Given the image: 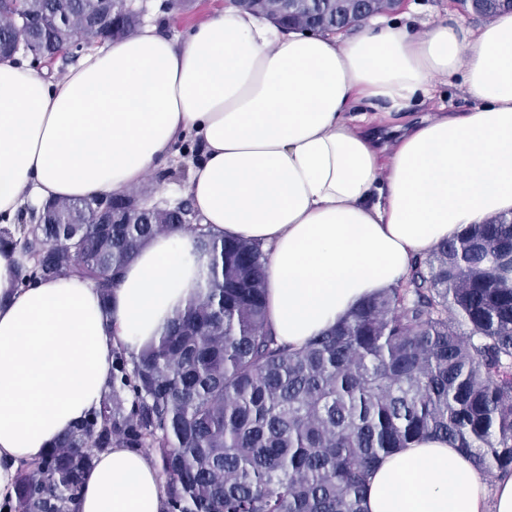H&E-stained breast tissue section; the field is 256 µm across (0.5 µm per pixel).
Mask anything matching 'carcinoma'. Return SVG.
Here are the masks:
<instances>
[{"instance_id": "cac0c4a2", "label": "carcinoma", "mask_w": 512, "mask_h": 512, "mask_svg": "<svg viewBox=\"0 0 512 512\" xmlns=\"http://www.w3.org/2000/svg\"><path fill=\"white\" fill-rule=\"evenodd\" d=\"M361 0H255L244 9L297 31L332 32ZM486 17L512 0H473ZM128 0H0V50L68 59L133 34ZM148 185L49 200L18 246L22 286L67 274L107 298L139 247L194 231L208 264L200 295L137 355L119 352L99 407L43 456L20 464L10 512H76L83 476L114 444L152 448L168 512H364L384 455L448 438L482 474H512V217L471 224L303 348L266 325L267 255L215 236L191 203L148 204Z\"/></svg>"}]
</instances>
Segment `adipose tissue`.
Masks as SVG:
<instances>
[{
	"label": "adipose tissue",
	"instance_id": "1",
	"mask_svg": "<svg viewBox=\"0 0 512 512\" xmlns=\"http://www.w3.org/2000/svg\"><path fill=\"white\" fill-rule=\"evenodd\" d=\"M458 75L470 110L377 141L379 117ZM362 100L371 111L353 114ZM181 139L202 154L186 187L202 224L267 253V325L303 347L467 225L512 213V13L476 29L446 16L420 31L342 36L286 31L229 6L182 41L144 23L55 83L2 59L0 225L52 199L138 184ZM22 260L0 250V502L14 495L20 461L99 406L113 351L158 341L207 263L195 236H156L105 299L70 276L17 285ZM363 508L512 512V476L487 488L453 441L424 439L376 463ZM77 510L166 512L155 460L98 454Z\"/></svg>",
	"mask_w": 512,
	"mask_h": 512
}]
</instances>
